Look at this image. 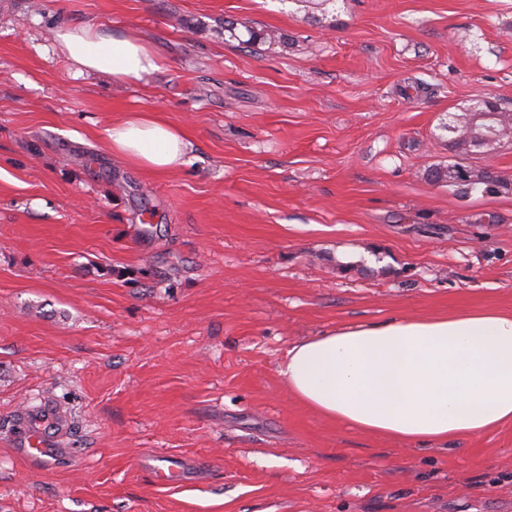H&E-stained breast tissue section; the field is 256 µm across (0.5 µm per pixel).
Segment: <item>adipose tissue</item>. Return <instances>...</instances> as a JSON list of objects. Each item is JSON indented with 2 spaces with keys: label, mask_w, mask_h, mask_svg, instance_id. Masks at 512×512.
I'll list each match as a JSON object with an SVG mask.
<instances>
[{
  "label": "adipose tissue",
  "mask_w": 512,
  "mask_h": 512,
  "mask_svg": "<svg viewBox=\"0 0 512 512\" xmlns=\"http://www.w3.org/2000/svg\"><path fill=\"white\" fill-rule=\"evenodd\" d=\"M74 74L134 84L160 68L137 35L62 22L52 31ZM113 154L158 174L177 170L189 143L153 112L106 131ZM279 373L289 394L322 418L423 448L512 422V313L465 311L345 324L288 348Z\"/></svg>",
  "instance_id": "1"
}]
</instances>
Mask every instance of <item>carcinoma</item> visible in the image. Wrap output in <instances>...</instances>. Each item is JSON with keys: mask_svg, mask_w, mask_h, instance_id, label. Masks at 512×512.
Wrapping results in <instances>:
<instances>
[{"mask_svg": "<svg viewBox=\"0 0 512 512\" xmlns=\"http://www.w3.org/2000/svg\"><path fill=\"white\" fill-rule=\"evenodd\" d=\"M496 111L498 117L493 121L485 118L488 109L483 105L475 107L462 121L455 115L448 118L442 129L448 132V142L457 152V156L468 155L469 148L475 146V140L479 138L486 144L500 141L508 135L512 129V114L501 107L496 108ZM428 176L435 183L455 186L466 194H492L512 185L494 172L484 168L474 169L460 162L446 168H434Z\"/></svg>", "mask_w": 512, "mask_h": 512, "instance_id": "cac0c4a2", "label": "carcinoma"}]
</instances>
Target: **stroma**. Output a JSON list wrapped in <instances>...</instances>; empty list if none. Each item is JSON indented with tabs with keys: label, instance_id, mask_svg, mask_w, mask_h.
Listing matches in <instances>:
<instances>
[{
	"label": "stroma",
	"instance_id": "1",
	"mask_svg": "<svg viewBox=\"0 0 512 512\" xmlns=\"http://www.w3.org/2000/svg\"><path fill=\"white\" fill-rule=\"evenodd\" d=\"M63 21L161 67L73 76ZM485 101L512 111V0H0V512H512V423L413 451L278 373L341 324L512 313V190L426 177ZM128 112L185 131L181 169L112 154ZM460 161L512 180V139ZM44 404L69 431L33 465ZM168 463L167 472L165 470L155 472L156 481L164 485L184 482L187 479L185 461L182 458L173 457Z\"/></svg>",
	"mask_w": 512,
	"mask_h": 512
}]
</instances>
